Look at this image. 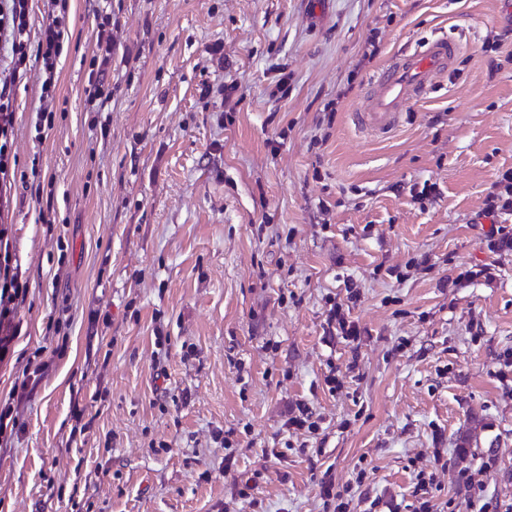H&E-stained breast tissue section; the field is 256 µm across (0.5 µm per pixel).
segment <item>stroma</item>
I'll list each match as a JSON object with an SVG mask.
<instances>
[{
	"instance_id": "stroma-1",
	"label": "stroma",
	"mask_w": 512,
	"mask_h": 512,
	"mask_svg": "<svg viewBox=\"0 0 512 512\" xmlns=\"http://www.w3.org/2000/svg\"><path fill=\"white\" fill-rule=\"evenodd\" d=\"M52 125L13 90L0 210L29 291L0 362V512H507L512 168L501 0H68ZM461 38L386 139L351 114L399 50ZM112 39L107 110L88 96ZM431 182L439 194L414 201ZM429 255L428 272L411 267ZM492 263V281L453 286ZM358 298L349 301L346 283ZM361 334H329L331 303ZM48 367L11 398L28 364ZM335 384H328V376ZM318 417L288 429L298 406ZM433 482L417 489V474ZM494 186L505 183V195L491 192L486 197L484 207L478 214V218H490L491 227L485 237L489 241V248L492 252H512V233L505 232V229L496 225L497 219L502 215L512 212V170L500 174Z\"/></svg>"
}]
</instances>
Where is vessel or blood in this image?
I'll return each instance as SVG.
<instances>
[{
    "mask_svg": "<svg viewBox=\"0 0 512 512\" xmlns=\"http://www.w3.org/2000/svg\"><path fill=\"white\" fill-rule=\"evenodd\" d=\"M463 49L460 41L442 35L396 53L368 84L367 105L354 115L356 128L378 138L395 134L410 106L453 72Z\"/></svg>",
    "mask_w": 512,
    "mask_h": 512,
    "instance_id": "1",
    "label": "vessel or blood"
}]
</instances>
